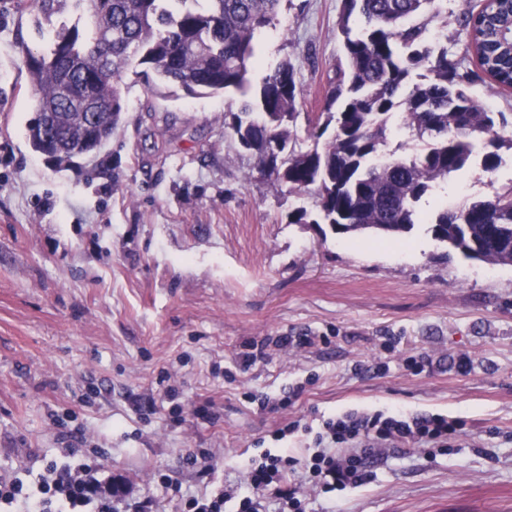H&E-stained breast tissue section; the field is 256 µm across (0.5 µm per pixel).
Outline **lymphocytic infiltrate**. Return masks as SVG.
<instances>
[{"label":"lymphocytic infiltrate","instance_id":"1","mask_svg":"<svg viewBox=\"0 0 512 512\" xmlns=\"http://www.w3.org/2000/svg\"><path fill=\"white\" fill-rule=\"evenodd\" d=\"M323 426L312 454L301 459L285 452L264 454L262 462L251 465L243 483L220 482L208 495L183 497L181 512H224L231 500L237 501V512H261L260 493L267 489L286 512H304L305 485L323 493L361 486L368 479L365 462L377 450L401 444L449 448L465 434L461 420L401 409L385 414L350 412L324 420ZM71 441L61 460L48 464L32 481L0 476V507L5 512L16 506L21 512H119L98 484L83 479L87 465L77 449L80 438L75 435Z\"/></svg>","mask_w":512,"mask_h":512}]
</instances>
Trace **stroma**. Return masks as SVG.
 I'll return each instance as SVG.
<instances>
[{
	"label": "stroma",
	"mask_w": 512,
	"mask_h": 512,
	"mask_svg": "<svg viewBox=\"0 0 512 512\" xmlns=\"http://www.w3.org/2000/svg\"><path fill=\"white\" fill-rule=\"evenodd\" d=\"M342 6L282 0L261 46L296 66L304 151V115L322 111L341 54ZM86 23L82 0L45 23L0 0V471L42 472L78 429L104 475L175 512L159 475L206 489L187 455L235 481L264 452L306 454L323 419L400 407L463 419L468 434L448 451H380L365 484L307 494L306 512H512V266L465 259L425 224L392 242L289 223L312 199L254 170L224 133L221 95L127 77L124 122L100 159L55 167L25 135L21 50ZM501 156L492 174L472 160L448 193L492 196L512 180V150ZM305 335L318 344H278ZM253 341L265 356L242 366ZM419 356L430 365L416 375L405 361ZM165 372L172 404L159 400ZM248 392L289 405L264 410ZM208 401L213 424L195 414Z\"/></svg>",
	"instance_id": "1"
}]
</instances>
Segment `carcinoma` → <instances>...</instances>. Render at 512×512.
Returning a JSON list of instances; mask_svg holds the SVG:
<instances>
[{
  "instance_id": "1",
  "label": "carcinoma",
  "mask_w": 512,
  "mask_h": 512,
  "mask_svg": "<svg viewBox=\"0 0 512 512\" xmlns=\"http://www.w3.org/2000/svg\"><path fill=\"white\" fill-rule=\"evenodd\" d=\"M85 0L89 31L62 27L45 47L27 50L35 118L26 137L56 164L98 154L124 118L121 87L133 65L143 76L181 88L228 95L224 131L254 160V168L313 209L288 213L290 224H327L336 234L373 233L394 239L428 223L432 235L469 259L512 266V182L493 196L447 204L424 215L418 203L462 171L476 148L483 168L501 164L512 136L498 131L505 113L482 105L470 85L483 74L512 90V0H480L463 13L467 51L480 72L467 68L431 34L448 15L447 0H343L338 29L343 56L329 80L323 112L308 120L323 146L292 144L300 89L295 64L266 62L261 42L281 0ZM61 0H13L19 11L50 20ZM424 82L413 81L419 69ZM403 129L423 147L399 155L388 149Z\"/></svg>"
}]
</instances>
